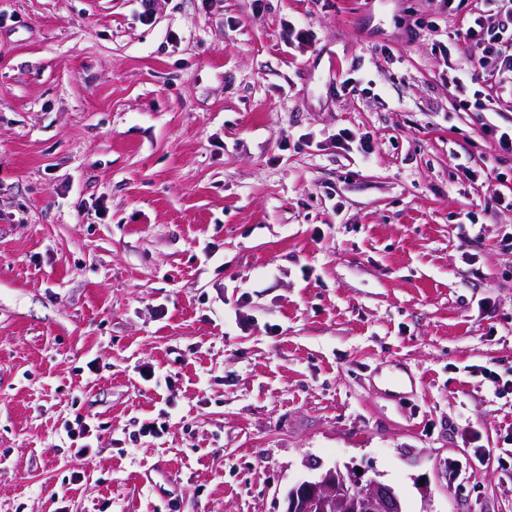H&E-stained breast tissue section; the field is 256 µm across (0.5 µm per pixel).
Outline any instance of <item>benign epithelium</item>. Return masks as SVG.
I'll list each match as a JSON object with an SVG mask.
<instances>
[{
  "label": "benign epithelium",
  "instance_id": "obj_1",
  "mask_svg": "<svg viewBox=\"0 0 512 512\" xmlns=\"http://www.w3.org/2000/svg\"><path fill=\"white\" fill-rule=\"evenodd\" d=\"M286 512H403L395 489L351 470L330 468L288 492Z\"/></svg>",
  "mask_w": 512,
  "mask_h": 512
}]
</instances>
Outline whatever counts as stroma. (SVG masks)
<instances>
[{
	"mask_svg": "<svg viewBox=\"0 0 512 512\" xmlns=\"http://www.w3.org/2000/svg\"><path fill=\"white\" fill-rule=\"evenodd\" d=\"M478 4L0 0V512H286L348 465L512 512V211L436 47ZM488 173L486 174V179L484 181L485 183V194L487 197V202H491L492 205H498L500 204L504 208L512 207V203L510 200V203L506 201L503 194H501V191L499 190L498 186L503 184L508 180V176L504 172L498 171L499 168L492 167L487 168ZM492 172H494V175H492ZM505 204V206H503Z\"/></svg>",
	"mask_w": 512,
	"mask_h": 512,
	"instance_id": "1",
	"label": "stroma"
}]
</instances>
